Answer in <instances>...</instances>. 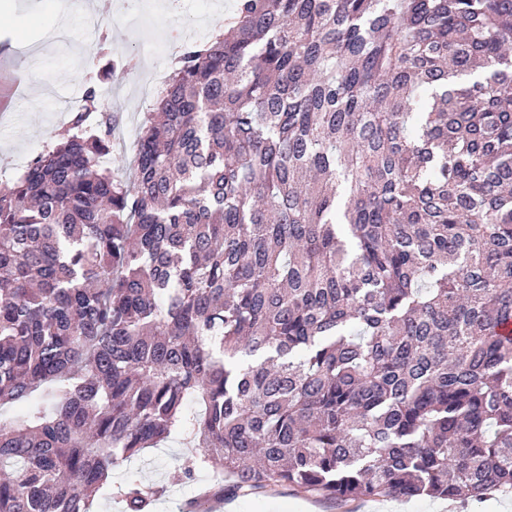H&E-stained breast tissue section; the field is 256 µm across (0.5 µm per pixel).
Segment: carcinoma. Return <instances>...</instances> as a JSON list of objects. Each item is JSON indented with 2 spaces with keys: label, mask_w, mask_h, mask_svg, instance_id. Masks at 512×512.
<instances>
[{
  "label": "carcinoma",
  "mask_w": 512,
  "mask_h": 512,
  "mask_svg": "<svg viewBox=\"0 0 512 512\" xmlns=\"http://www.w3.org/2000/svg\"><path fill=\"white\" fill-rule=\"evenodd\" d=\"M223 27L130 178L90 87L0 190V512H91L172 434L221 462L194 512L512 493V0H235Z\"/></svg>",
  "instance_id": "1"
}]
</instances>
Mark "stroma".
I'll list each match as a JSON object with an SVG mask.
<instances>
[{
    "mask_svg": "<svg viewBox=\"0 0 512 512\" xmlns=\"http://www.w3.org/2000/svg\"><path fill=\"white\" fill-rule=\"evenodd\" d=\"M39 11H27L22 0H0V62L8 61L16 73H29L28 94L15 100L0 119V162L16 156H36L56 140L67 122L57 112L59 101L82 99L93 71L84 50L86 19L90 6L85 0H41ZM111 17L103 19L99 33L107 57L101 64L112 68L114 60L133 57L136 74L116 95H109L108 82H100L101 98L111 99L119 125L127 136H135L151 103L144 94L159 57L144 54L148 44L160 41L180 19L156 0H114ZM192 456L182 437L173 436L160 447L146 449L112 473L113 486L129 482L131 475L153 486L165 487L149 512H178L182 503L211 484L213 472L194 469L185 474ZM230 512H512V495L498 492L479 501L429 497L365 499L341 507L335 501L296 495L279 487L259 494L227 497Z\"/></svg>",
    "mask_w": 512,
    "mask_h": 512,
    "instance_id": "1",
    "label": "stroma"
}]
</instances>
